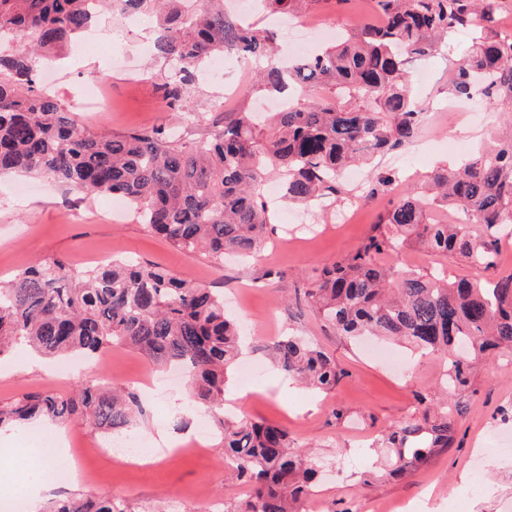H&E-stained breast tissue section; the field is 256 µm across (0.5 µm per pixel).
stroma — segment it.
<instances>
[{
  "mask_svg": "<svg viewBox=\"0 0 512 512\" xmlns=\"http://www.w3.org/2000/svg\"><path fill=\"white\" fill-rule=\"evenodd\" d=\"M122 29V43L129 53L128 69L112 64L110 48L74 49L47 67L53 93L74 110L90 132L107 133L150 128L176 129L182 139L194 140L213 131L227 112L253 108L255 100L227 97L240 81L236 55L224 57L213 75L191 88V105L170 107L159 86L168 68L156 59L152 36L156 16L145 12L133 19L121 14H102L95 30ZM467 31L450 34L447 42L429 56L431 77L421 82L416 65H409L406 84L425 111L411 146L375 157L358 165L361 177L380 169L398 170L403 183L413 188L426 184L428 175L453 155H466L487 142L496 129L512 123V114L485 108L472 124L458 125L446 106L452 73L472 45ZM101 84L104 106L83 112L79 102L93 84ZM346 200L333 202V210L352 213L346 223H331L330 212L319 214L310 236H290L291 218L300 203L283 196L269 200L274 229L257 255L250 260L233 258L217 263L207 254H187L153 235L133 208L113 214L104 197L79 199L58 182L45 176L0 177V282L12 280L34 262L60 258L77 268H87L107 258L149 261L178 275L227 294L246 338L244 359L261 370L256 394H243L237 373L225 386L231 395H243L235 413L254 420L276 423L287 430L295 446L321 466L323 477L314 500L299 504V512H399L401 506L428 505L430 512H512V455L497 458L474 481L473 467L486 440L495 438L512 446V365L491 358L473 370L470 390L459 397L452 447L434 454L418 470L404 478L389 476L391 452L374 447V440L389 427L421 414L423 402L441 395L446 366L440 356L406 347L398 352L406 364L398 370L371 352L367 344H353L336 334L306 301L296 298L295 288L323 266L353 253L366 239L386 199L365 200L357 183H349ZM406 266L445 274L454 279L476 276L455 256L431 254L413 242L401 252ZM293 331L320 346L345 374L336 388L315 393L293 384L268 357V347L283 333ZM101 379L109 385L136 392L143 414L132 426L149 462L129 463L125 457L103 453L109 432L90 424L65 425L49 420L27 428L0 430V448L23 458L42 438L65 440L80 461L63 488L68 493L114 495L136 506H161L163 512H210L212 502L233 504L249 491L227 478L221 462L220 440L214 432L199 433L198 415L189 400L181 376L154 366L138 352L112 346L96 358H85L79 369L15 348L0 357V402L28 392L68 394L85 381ZM343 410L336 420L335 410ZM190 419L187 428L173 424L177 413Z\"/></svg>",
  "mask_w": 512,
  "mask_h": 512,
  "instance_id": "1",
  "label": "stroma"
}]
</instances>
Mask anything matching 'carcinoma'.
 <instances>
[{"label":"carcinoma","instance_id":"1","mask_svg":"<svg viewBox=\"0 0 512 512\" xmlns=\"http://www.w3.org/2000/svg\"><path fill=\"white\" fill-rule=\"evenodd\" d=\"M103 0H0V32L16 36L19 52L0 54V172L44 175L86 196L124 198L144 223L176 249H203L216 261L248 255L271 231L261 194L264 175L284 179L288 200L309 204L346 193L343 170L402 148L418 133L422 109L404 76L414 59L434 53L457 29L481 34L459 63L452 94L478 92L491 105L512 104V36L495 38L498 0H374L381 17L364 21L321 54L282 68L271 55L276 34L228 18L224 0H109L117 11L158 13L157 55L171 64L163 84L177 106L190 103L196 73L217 53L262 63L248 89L283 91L324 85L332 95L296 100L257 125L249 112L224 113L208 137L183 141L162 127L94 134L50 92L34 89L38 67L68 46L92 22ZM262 8L295 14L321 0H260ZM391 195L375 231L353 253L326 266L296 294L312 302L336 332L348 338L401 340L442 356L449 389L471 385L474 363L512 350V272L483 284L442 279L403 265L399 251L422 240L435 255L493 266L494 233L512 224V135L455 169L430 175V193L402 187L398 173L374 170L366 197ZM460 210L486 229L430 220L427 210ZM51 356H97L114 344L157 365L185 367L194 405L212 415L224 463L252 490L224 512H295L309 493L317 463L293 447L287 430L250 419L224 417V375L241 353L236 318L213 289L150 262L112 260L77 269L55 259L35 262L0 285V356L18 344ZM276 366L323 391L344 375L336 361L301 336L273 345ZM136 394H118L86 381L69 396L25 394L0 406V427H22L44 417L83 423L112 433L133 426ZM448 400L428 406L384 435L392 471L408 474L453 440ZM44 512H131L112 495L52 498Z\"/></svg>","mask_w":512,"mask_h":512}]
</instances>
